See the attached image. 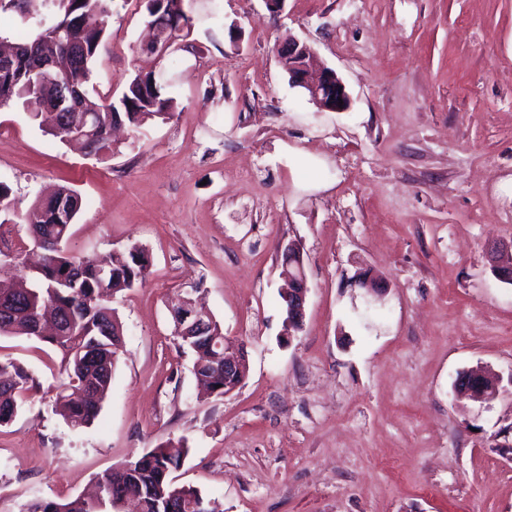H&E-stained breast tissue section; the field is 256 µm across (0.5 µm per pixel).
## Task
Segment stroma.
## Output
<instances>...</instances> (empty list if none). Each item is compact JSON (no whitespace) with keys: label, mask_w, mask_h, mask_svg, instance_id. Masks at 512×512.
Segmentation results:
<instances>
[{"label":"stroma","mask_w":512,"mask_h":512,"mask_svg":"<svg viewBox=\"0 0 512 512\" xmlns=\"http://www.w3.org/2000/svg\"><path fill=\"white\" fill-rule=\"evenodd\" d=\"M170 60L168 119L95 157L20 105L0 107V180L19 209L58 186L83 206L67 249L137 245L146 282L117 294L123 354L93 423L48 400L60 354L1 336L37 397L0 427V512L86 494L152 448H185L178 484L223 512H512V284L490 255L512 243V0H195ZM46 11H0V39ZM144 0H114L94 97L157 68ZM237 28L239 39L228 31ZM334 69L349 109L290 85L288 38ZM300 243L309 294L283 334L281 245ZM381 294L356 285L359 273ZM202 303L246 377L201 394L170 306ZM487 367L499 394L455 399ZM456 399H468L474 402H485L489 399L487 381L476 371L461 372L453 384Z\"/></svg>","instance_id":"stroma-1"}]
</instances>
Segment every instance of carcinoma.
<instances>
[{
  "mask_svg": "<svg viewBox=\"0 0 512 512\" xmlns=\"http://www.w3.org/2000/svg\"><path fill=\"white\" fill-rule=\"evenodd\" d=\"M55 18L44 30L78 16L84 27L76 39L87 47V53L76 61L60 43L48 39L44 51L57 58L62 80L88 92L93 62L103 43L112 0H45ZM191 11L186 0L146 2L147 15L157 27L169 30L171 38L191 29L173 21V9ZM37 58H17L0 64V107L22 102L31 120L47 126L45 133L65 142L67 132L61 127L64 117L77 118V113H45L37 111V89L19 77L21 67L33 66ZM150 74L138 73L130 78L121 97L113 101L95 102L85 96V107L109 125L141 127L147 118L166 119L174 106V98L166 95L170 78L146 97L141 83ZM82 197L74 189L62 186L53 198L40 199L27 210H17L12 188L0 181V212L11 214L26 227L28 235L40 241L42 264L32 278L22 277L21 285L0 284V336L15 335L39 338L61 355L60 369L66 375L55 394L54 413L66 420L93 422L106 397L113 374L122 355V326L109 299L146 280L149 259L145 250L133 246L123 257L112 259L108 276L99 274L100 264L89 256H75L64 249L72 225L82 208ZM205 330L198 336H180L179 345L194 355L193 372L211 393L222 396L239 385L242 377L224 382V329L209 315H204ZM34 389L31 372L13 359H0V425L14 420ZM182 455L159 446L126 461L106 473L98 481L94 497H76L63 502L39 501L27 512H119L121 502L138 503L140 512H219L214 502L205 499L190 486H179L170 478L181 466Z\"/></svg>",
  "mask_w": 512,
  "mask_h": 512,
  "instance_id": "carcinoma-1",
  "label": "carcinoma"
}]
</instances>
